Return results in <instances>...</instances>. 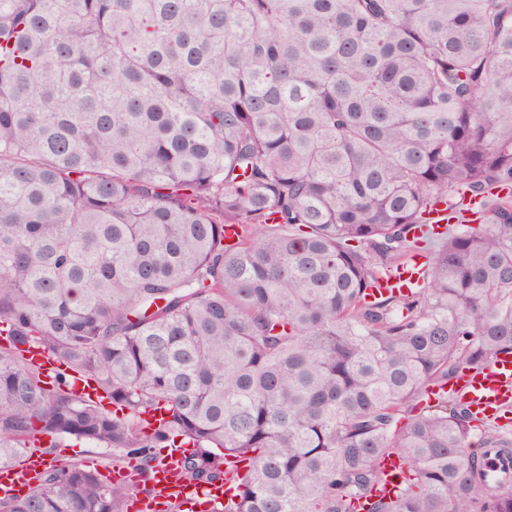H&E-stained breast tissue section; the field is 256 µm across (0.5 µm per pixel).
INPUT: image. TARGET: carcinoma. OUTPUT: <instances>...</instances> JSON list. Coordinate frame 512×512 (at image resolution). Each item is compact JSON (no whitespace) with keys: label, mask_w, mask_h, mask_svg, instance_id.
Returning <instances> with one entry per match:
<instances>
[{"label":"carcinoma","mask_w":512,"mask_h":512,"mask_svg":"<svg viewBox=\"0 0 512 512\" xmlns=\"http://www.w3.org/2000/svg\"><path fill=\"white\" fill-rule=\"evenodd\" d=\"M0 336V468L179 446L223 512H512L444 392L512 354V0H0ZM129 499L56 459L0 512ZM53 454H44L43 459L46 463L51 462L52 459H77L93 461L98 464V468L103 473L104 470L112 469V464H106L101 455L99 449L92 447L83 442H77L75 440H64L59 447L53 449Z\"/></svg>","instance_id":"obj_1"}]
</instances>
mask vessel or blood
<instances>
[{
  "instance_id": "b4317fda",
  "label": "vessel or blood",
  "mask_w": 512,
  "mask_h": 512,
  "mask_svg": "<svg viewBox=\"0 0 512 512\" xmlns=\"http://www.w3.org/2000/svg\"><path fill=\"white\" fill-rule=\"evenodd\" d=\"M449 390L477 420L500 418L501 414L512 411V355H500L484 369L463 372ZM182 456V449L167 450L154 474L155 499L134 502V512H154L156 506L168 503L177 506L179 512L193 506L204 508L205 512H215L217 506L222 504L223 484L199 487L183 479L180 470ZM484 464L490 477L495 480L512 473V460L491 448L485 451ZM41 468L40 457L32 453L20 464L0 470V493L22 494Z\"/></svg>"
}]
</instances>
